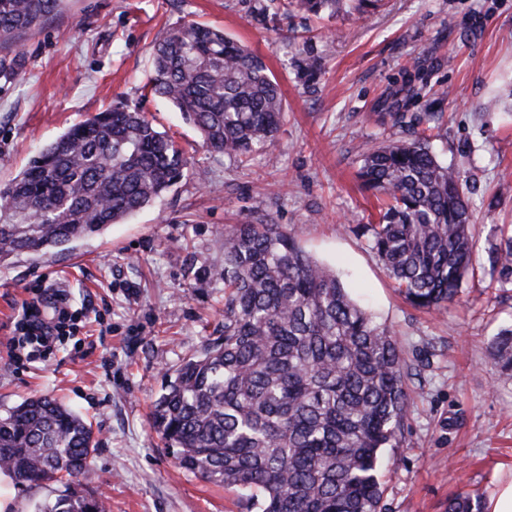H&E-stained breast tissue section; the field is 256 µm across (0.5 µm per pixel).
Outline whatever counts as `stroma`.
Segmentation results:
<instances>
[{"label":"stroma","instance_id":"1","mask_svg":"<svg viewBox=\"0 0 512 512\" xmlns=\"http://www.w3.org/2000/svg\"><path fill=\"white\" fill-rule=\"evenodd\" d=\"M222 29L262 57L285 103L271 143L231 159L146 89L163 28ZM18 76L0 79V187L70 126L122 102L188 151V173L101 235L0 263V415L51 394L91 423L83 481L110 512H260L248 496L186 472L150 426L168 376L224 332V233L281 224L400 341L411 378L396 447L383 451L382 512H446L470 496L485 512L512 480V380L492 356L512 325V0H384L360 15L270 10L266 0H65L22 40ZM317 62L315 75L302 68ZM445 88L433 104L421 82ZM442 111L432 145L470 180L479 214L474 270L458 300L411 305L362 232L379 203L356 177L368 140L408 137L395 112ZM64 289L77 331L46 359L10 354L21 304L41 283Z\"/></svg>","mask_w":512,"mask_h":512}]
</instances>
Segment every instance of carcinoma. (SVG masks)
Here are the masks:
<instances>
[{
  "label": "carcinoma",
  "mask_w": 512,
  "mask_h": 512,
  "mask_svg": "<svg viewBox=\"0 0 512 512\" xmlns=\"http://www.w3.org/2000/svg\"><path fill=\"white\" fill-rule=\"evenodd\" d=\"M63 0H0V78L18 74L24 35ZM333 13L342 0H268ZM202 138L241 158L273 141L284 106L264 60L201 22L168 27L149 80ZM433 112L407 140L367 144L358 177L383 201L365 226L371 249L405 298L440 311L459 296L478 217L464 171L430 147ZM187 171L186 151L142 112L117 106L72 125L0 189V262L65 248L153 203ZM224 335L175 371L153 427L181 468L255 493L261 512H381V449L405 421L408 367L376 321L281 224L224 232ZM512 378V328L493 346ZM97 448L92 426L50 396L0 416V469L17 483L66 481L37 512H107L81 490Z\"/></svg>",
  "instance_id": "obj_1"
}]
</instances>
